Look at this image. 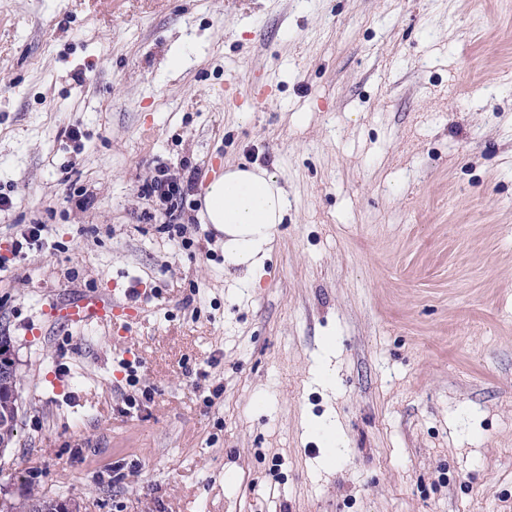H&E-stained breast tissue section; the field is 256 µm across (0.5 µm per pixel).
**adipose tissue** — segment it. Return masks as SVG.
Returning <instances> with one entry per match:
<instances>
[{"instance_id": "ef3b65f1", "label": "adipose tissue", "mask_w": 512, "mask_h": 512, "mask_svg": "<svg viewBox=\"0 0 512 512\" xmlns=\"http://www.w3.org/2000/svg\"><path fill=\"white\" fill-rule=\"evenodd\" d=\"M287 213V193L276 178L242 165L225 168L208 184L202 218L224 232L225 262L243 266L251 280L262 269L272 235Z\"/></svg>"}]
</instances>
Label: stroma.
I'll return each mask as SVG.
<instances>
[{
	"instance_id": "35a3bbf8",
	"label": "stroma",
	"mask_w": 512,
	"mask_h": 512,
	"mask_svg": "<svg viewBox=\"0 0 512 512\" xmlns=\"http://www.w3.org/2000/svg\"><path fill=\"white\" fill-rule=\"evenodd\" d=\"M242 164L288 192L252 282L202 221ZM160 166L199 173L186 237L141 193ZM0 195V491L512 512V0H0ZM132 282L133 320L49 313ZM21 230L19 237L16 236L12 240V252L14 257L21 262L26 259L27 251L33 245H38L44 238V233H47V225L44 224H29Z\"/></svg>"
}]
</instances>
